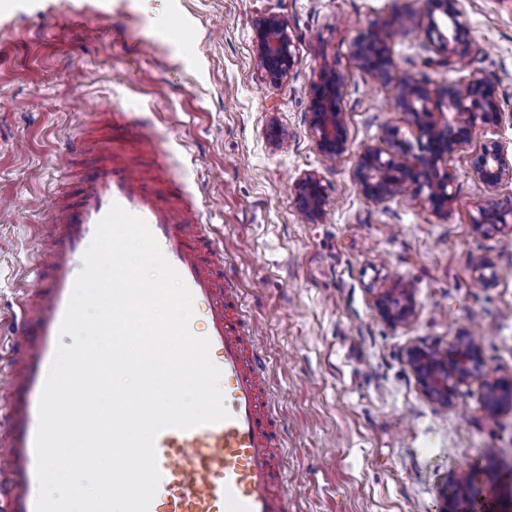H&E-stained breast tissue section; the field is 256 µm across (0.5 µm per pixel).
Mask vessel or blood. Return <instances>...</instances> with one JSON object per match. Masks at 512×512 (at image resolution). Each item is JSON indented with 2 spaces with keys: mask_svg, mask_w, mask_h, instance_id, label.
<instances>
[{
  "mask_svg": "<svg viewBox=\"0 0 512 512\" xmlns=\"http://www.w3.org/2000/svg\"><path fill=\"white\" fill-rule=\"evenodd\" d=\"M107 137L73 140L71 159L93 155L75 172L76 192L49 203L47 245L36 253V280L21 291L20 318L0 369V512H36L38 406L83 255L112 205L145 220L165 258L205 304L210 358L221 371L229 419L189 430L166 428L155 440L161 474L149 512H288L281 476L283 424L271 408L257 330L224 253L187 203L165 160L133 167L132 150H153L149 128L111 111Z\"/></svg>",
  "mask_w": 512,
  "mask_h": 512,
  "instance_id": "obj_1",
  "label": "vessel or blood"
}]
</instances>
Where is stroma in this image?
I'll use <instances>...</instances> for the list:
<instances>
[{"mask_svg": "<svg viewBox=\"0 0 512 512\" xmlns=\"http://www.w3.org/2000/svg\"><path fill=\"white\" fill-rule=\"evenodd\" d=\"M171 0H110L127 32L107 31L100 0H38L0 19V321L35 279L48 192L73 190L64 148L97 125L100 109L149 118L168 167L185 184L242 302L261 328L274 402L287 446L289 512H442L449 476L481 459L479 487L512 512V412L483 410L480 380L452 405L426 398L406 362L413 346L448 349L481 337L484 369L512 377V229L478 234L477 206L512 204V184L489 192L471 168L472 148L450 161L455 200L439 215L403 191L366 198L354 181L360 153L386 133L414 141L396 104L395 81L459 84L429 49L428 0H181L191 27L151 55L141 47L170 15ZM470 67L500 92L499 125L484 127L512 150V0H461ZM279 14L297 48L283 83L266 81L253 31ZM390 33L392 83L362 71L354 41ZM344 74L341 108L349 149L335 163L319 152L307 121L322 63ZM277 122L281 143L267 140ZM318 173L334 205L304 222L296 180ZM492 280L482 281L483 264ZM409 289L412 317L385 321L381 296Z\"/></svg>", "mask_w": 512, "mask_h": 512, "instance_id": "stroma-1", "label": "stroma"}]
</instances>
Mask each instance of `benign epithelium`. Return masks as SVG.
Segmentation results:
<instances>
[{"label": "benign epithelium", "instance_id": "7a95c632", "mask_svg": "<svg viewBox=\"0 0 512 512\" xmlns=\"http://www.w3.org/2000/svg\"><path fill=\"white\" fill-rule=\"evenodd\" d=\"M458 0H429L424 17V32L433 51L443 55L450 68L467 66L459 47L469 42V32L461 22ZM257 64L270 82L279 84L290 75L296 63V47L287 26L275 13L263 16L255 27ZM353 56L375 80H393V59L387 35L379 29L363 34L355 43ZM343 75L330 64L322 65L319 82L308 110V126L317 147L328 162L341 158L348 149V135L341 111ZM397 105L407 113L414 126L416 144L399 138L388 130L390 148L369 147L359 156L354 180L362 194L374 201L389 198L403 190L423 200L443 214L454 200L448 191L452 175L448 162L468 145L479 128L499 122L497 85L471 71L459 86H430L418 80L398 84ZM444 107L447 116L439 119L435 109ZM472 168L478 179L495 191L503 182L512 181V157L497 141H485L472 156ZM301 217L318 221L331 205L321 177L315 173L302 176L294 186ZM509 210L478 207L474 229L481 233L499 231L507 224ZM381 315L393 322L407 320L414 310L410 292L401 291L397 299L388 293L378 301ZM407 358L425 396L434 403L448 406L457 388L482 377L485 411L493 416L512 412V378L484 374L480 344L470 336H460L446 351L434 353L426 346L408 350ZM452 492H443L445 512H475L486 499L475 492V477L450 478Z\"/></svg>", "mask_w": 512, "mask_h": 512}]
</instances>
